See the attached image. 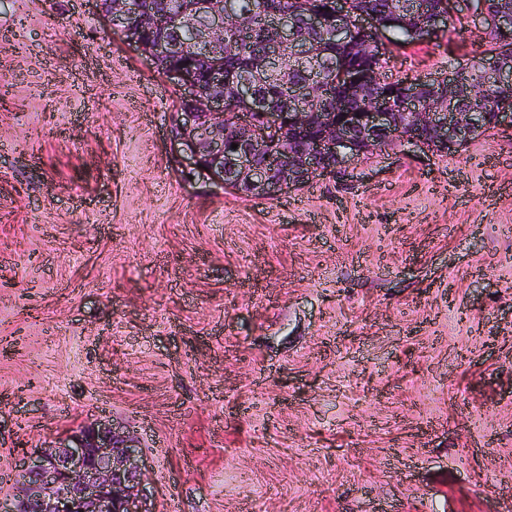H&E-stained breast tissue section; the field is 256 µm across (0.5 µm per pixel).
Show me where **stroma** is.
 I'll list each match as a JSON object with an SVG mask.
<instances>
[{"label": "stroma", "mask_w": 512, "mask_h": 512, "mask_svg": "<svg viewBox=\"0 0 512 512\" xmlns=\"http://www.w3.org/2000/svg\"><path fill=\"white\" fill-rule=\"evenodd\" d=\"M177 103L93 0H0V499L106 418L154 512H512V129L258 197L184 171Z\"/></svg>", "instance_id": "obj_1"}]
</instances>
